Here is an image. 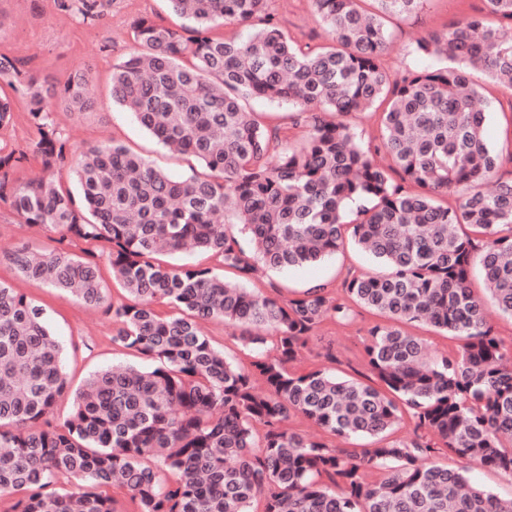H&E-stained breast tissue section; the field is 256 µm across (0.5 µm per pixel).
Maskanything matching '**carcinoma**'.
Masks as SVG:
<instances>
[{
    "instance_id": "1",
    "label": "carcinoma",
    "mask_w": 512,
    "mask_h": 512,
    "mask_svg": "<svg viewBox=\"0 0 512 512\" xmlns=\"http://www.w3.org/2000/svg\"><path fill=\"white\" fill-rule=\"evenodd\" d=\"M166 2L187 24L139 18L135 48L113 65L112 99L158 143L199 162L185 179L117 142L88 146L64 172L52 104L85 112L88 76L55 86L0 53V84L27 100L35 132L29 153L0 137V206L58 235L48 252L23 244L7 260L22 280L105 306L112 343L148 362L71 388L44 309L0 282V496L14 497L13 512H119L112 486L138 512H253L258 498L264 512H512V498L470 476L474 466L512 476V344L485 308L488 298L512 316V179L499 174L512 149L489 143L470 78L477 69L512 87V0H484L486 14L429 32L416 50L447 64L399 80L383 62L382 15L415 14L425 0H373L375 11L363 0H312L330 44L305 48L268 0ZM227 22L251 31L227 38L217 33ZM248 97L305 114L302 142L249 110ZM377 112L382 138L365 142L347 117ZM14 124L13 100L0 95V131ZM31 155L46 177L20 183ZM450 193L453 208L438 202ZM347 244L384 272L352 276L340 295L325 284L296 298L276 287L255 295L210 267L157 260L189 248L247 280ZM103 258L136 303L106 304ZM476 259L483 298L469 285ZM352 302L387 318L364 345L377 386L293 370L324 321L352 319ZM210 319L241 331L251 370L202 333ZM407 322L462 344L427 362ZM65 399L70 412L58 419ZM297 415L372 447L332 448L289 428ZM406 417L412 435L388 439ZM439 454L459 465L436 464ZM62 476L75 488L57 489Z\"/></svg>"
}]
</instances>
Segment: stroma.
<instances>
[{
	"instance_id": "stroma-1",
	"label": "stroma",
	"mask_w": 512,
	"mask_h": 512,
	"mask_svg": "<svg viewBox=\"0 0 512 512\" xmlns=\"http://www.w3.org/2000/svg\"><path fill=\"white\" fill-rule=\"evenodd\" d=\"M100 2L101 16L90 24L83 21L76 8H65L59 0H0V9L6 15V24L0 28V53L55 85L78 74L90 76L86 94L90 107L86 112L71 114L60 103L53 107L72 153H79L91 143L114 140L175 178L189 176L194 165L191 158L159 146L112 100V66L134 47L130 29L133 18L147 15L157 23L176 27L180 26V19L169 12L166 0ZM483 7V0H426L419 13L388 18L392 38L384 63L391 76L398 79L434 67L433 57L415 52L416 41L433 28L450 27L466 16L480 13ZM269 9L299 43L326 42L310 0H270ZM473 80L481 88L488 138L492 144L502 145L512 138V91L479 72L474 73ZM25 242L37 248L50 245L44 233L1 207L0 281L12 284L19 293L45 308L61 341L63 365L72 386H80L94 372L115 364H140L134 351L113 345L115 326L104 308L85 306L42 284L15 278L6 256ZM378 269L369 256L348 247L321 263L276 271L249 281L247 288L262 295L276 288L292 297L318 284L338 290L347 278ZM381 320L377 312L358 306L349 324L325 321L310 342L309 361L327 363L337 377L366 381L369 370L364 341L368 330ZM328 351L334 354V362H325L323 355Z\"/></svg>"
}]
</instances>
